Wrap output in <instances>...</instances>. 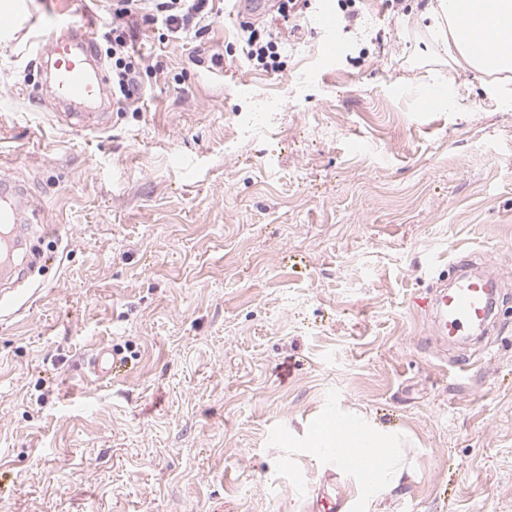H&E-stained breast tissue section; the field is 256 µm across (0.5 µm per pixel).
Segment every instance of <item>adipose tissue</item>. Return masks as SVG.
Masks as SVG:
<instances>
[{
	"label": "adipose tissue",
	"mask_w": 512,
	"mask_h": 512,
	"mask_svg": "<svg viewBox=\"0 0 512 512\" xmlns=\"http://www.w3.org/2000/svg\"><path fill=\"white\" fill-rule=\"evenodd\" d=\"M471 25L453 24L455 0H439L428 16L434 24L448 26V52L462 67L486 73H511L512 50H501V43L512 39V0H467ZM482 36L488 54H479L473 46L474 36ZM353 421L361 430L358 440L346 443L333 429L309 432L304 443L309 455L328 458L331 449L347 448L350 463L369 460L380 455L381 461L369 481L363 482L365 492L390 491L397 488L408 473L403 449L409 443L405 432L380 426L363 416Z\"/></svg>",
	"instance_id": "adipose-tissue-1"
}]
</instances>
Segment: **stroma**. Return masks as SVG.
Here are the masks:
<instances>
[{"label": "stroma", "mask_w": 512, "mask_h": 512, "mask_svg": "<svg viewBox=\"0 0 512 512\" xmlns=\"http://www.w3.org/2000/svg\"><path fill=\"white\" fill-rule=\"evenodd\" d=\"M436 2L359 0L347 23L310 0L276 74L240 42L272 0L221 10L213 69L143 27L140 109L93 131L38 92L39 40L59 12L110 27L112 0H27L0 38V174L37 204L39 259L0 317V512H512V76L451 60ZM466 250L495 342L442 362L418 300ZM349 411L411 435L402 489L364 498L301 454ZM317 25L323 31L324 39V55L328 58H334L340 52V44L336 40L335 24L331 16L327 12H323L317 18Z\"/></svg>", "instance_id": "35a3bbf8"}]
</instances>
